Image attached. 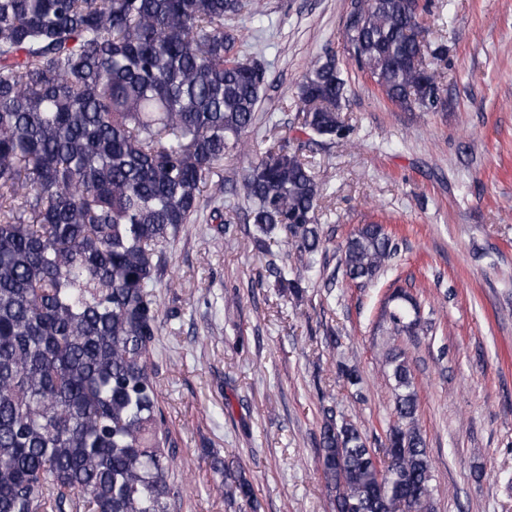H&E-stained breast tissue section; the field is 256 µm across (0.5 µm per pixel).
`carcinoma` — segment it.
I'll return each mask as SVG.
<instances>
[{
  "label": "carcinoma",
  "mask_w": 512,
  "mask_h": 512,
  "mask_svg": "<svg viewBox=\"0 0 512 512\" xmlns=\"http://www.w3.org/2000/svg\"><path fill=\"white\" fill-rule=\"evenodd\" d=\"M257 0H0V512H171L169 430L151 366L160 247L197 214L224 156L247 145L266 70L240 57L232 20ZM418 0H365L345 50L387 98L434 112ZM336 58L298 86L294 135L277 134L234 192L261 238L297 257L323 247L322 187L301 136L347 140ZM382 224L341 248L366 285L396 257ZM281 292L303 276L272 270ZM389 334L424 329L404 293ZM396 417L380 448L328 410L319 466L335 512H431L435 487L408 358L387 353ZM224 500L258 512L245 472L224 463Z\"/></svg>",
  "instance_id": "carcinoma-1"
}]
</instances>
